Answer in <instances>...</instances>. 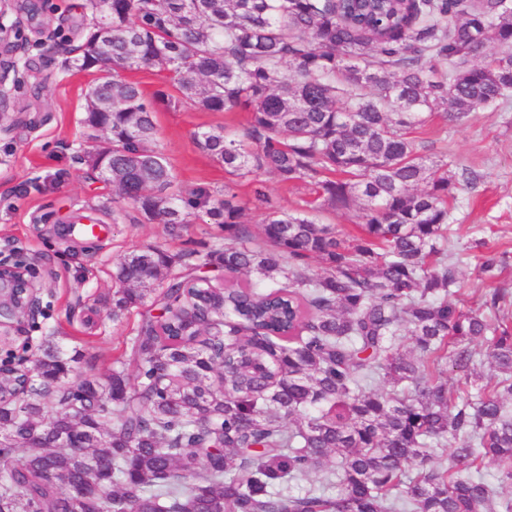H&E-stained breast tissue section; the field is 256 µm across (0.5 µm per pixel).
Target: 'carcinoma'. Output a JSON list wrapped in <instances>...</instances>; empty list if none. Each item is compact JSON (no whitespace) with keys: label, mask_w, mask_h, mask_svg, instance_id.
I'll return each mask as SVG.
<instances>
[{"label":"carcinoma","mask_w":512,"mask_h":512,"mask_svg":"<svg viewBox=\"0 0 512 512\" xmlns=\"http://www.w3.org/2000/svg\"><path fill=\"white\" fill-rule=\"evenodd\" d=\"M91 40L112 70L85 124L112 127L118 196L148 222L200 210L224 225L206 264L246 280L202 283L190 253L125 256L112 317L143 308L125 363L75 383L78 357L48 345L26 398L25 373L0 381L6 512H512L481 476L489 459L512 484L506 293L481 312L448 300L441 248L448 189L475 175L413 137L512 97V0H112V31ZM138 69L169 73L176 103L247 113L242 135L195 140L254 202L269 203L267 173L315 200L269 209L256 237L230 187L181 190L155 101L124 76ZM353 205L359 237L315 219ZM476 339L501 372L483 386ZM448 444L451 464L435 461ZM332 456L336 494L288 491Z\"/></svg>","instance_id":"cac0c4a2"}]
</instances>
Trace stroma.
I'll use <instances>...</instances> for the list:
<instances>
[{"label": "stroma", "mask_w": 512, "mask_h": 512, "mask_svg": "<svg viewBox=\"0 0 512 512\" xmlns=\"http://www.w3.org/2000/svg\"><path fill=\"white\" fill-rule=\"evenodd\" d=\"M90 16L86 0H49L35 20L19 0L9 8L22 37L14 53L17 70L0 86L10 104L0 120V260L30 262L41 288L35 313L0 339V358L53 344L79 355L80 374L102 378L124 360L141 318L136 308L112 316L117 264L125 255L149 246L189 252L216 283L230 285L237 278L203 264L224 242L222 225L200 212L177 226L136 220L134 205L98 180L81 123L84 94L95 75L67 68ZM246 119L243 113L162 102L154 114L158 145L182 187L206 186L220 198L225 185H232L245 207L243 221L255 234L268 207L255 205L251 184L232 180L194 139L209 128L242 129ZM416 140L426 153H446L450 162L478 175L474 184H458L448 197V249L459 280L453 301L474 308L493 289L512 295V100L460 124L434 120ZM78 215L101 220L104 232L94 238L68 232ZM490 254L505 260L493 280L482 271Z\"/></svg>", "instance_id": "obj_1"}]
</instances>
